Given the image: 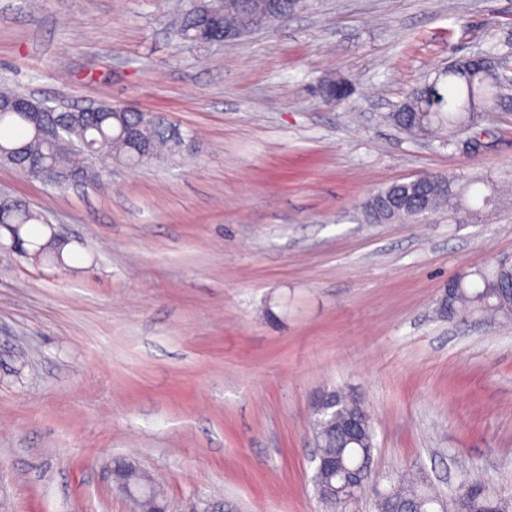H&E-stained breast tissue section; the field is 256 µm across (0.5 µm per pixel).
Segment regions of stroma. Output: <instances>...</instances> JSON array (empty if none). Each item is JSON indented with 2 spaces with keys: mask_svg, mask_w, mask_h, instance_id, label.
Instances as JSON below:
<instances>
[{
  "mask_svg": "<svg viewBox=\"0 0 512 512\" xmlns=\"http://www.w3.org/2000/svg\"><path fill=\"white\" fill-rule=\"evenodd\" d=\"M186 0H0V83L161 114L192 149L55 193L61 262L0 226V512H131L116 458L172 512H323L311 420L369 410L378 481L440 492L479 473L512 497V325L434 313L448 278L512 253V200L455 221L373 223L397 181L512 168V112L469 156L385 119L457 56L512 40V0H313L233 44H193ZM352 80L326 103L320 79Z\"/></svg>",
  "mask_w": 512,
  "mask_h": 512,
  "instance_id": "stroma-1",
  "label": "stroma"
}]
</instances>
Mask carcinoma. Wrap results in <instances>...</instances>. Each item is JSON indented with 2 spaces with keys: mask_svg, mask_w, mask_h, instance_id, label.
<instances>
[{
  "mask_svg": "<svg viewBox=\"0 0 512 512\" xmlns=\"http://www.w3.org/2000/svg\"><path fill=\"white\" fill-rule=\"evenodd\" d=\"M310 6V0H191L180 16L177 33L190 43H202L206 18L220 23L218 33L239 30L248 21L250 34L262 26L282 21ZM512 63V45L504 43L484 54L481 64L451 63L431 82L413 87L386 119L411 138L436 137L456 146L463 133L479 132L488 112L512 111V83L490 75L496 63ZM318 93L327 102L340 103L349 96V81L327 77ZM28 97L0 88V164L41 182L52 191L64 192L71 180H97V161L121 165L144 157L152 163L183 155L181 134L158 114L131 112L104 104L95 111L31 112ZM499 180L492 175L470 177L463 172L438 174L432 178L394 183L371 194L364 209L374 223L397 222L423 217L440 210L452 216L468 215L469 197L494 201ZM0 224L14 226L12 246L23 252L27 230L49 224L45 215L32 211L20 199L0 200ZM437 315L453 320L479 316L512 322V259L497 257L486 268L448 280V293L441 295ZM331 412L318 414L313 425L318 452L334 463L328 470L314 471L315 494L325 512H348L360 489L372 478L375 449L374 428L369 412L355 397L342 390L326 393ZM114 477L137 488L150 478L130 461L113 465ZM167 497L159 486L137 504L139 512H161ZM507 512L512 502L480 482L457 488L448 500L404 479H389V486L375 495L376 512Z\"/></svg>",
  "mask_w": 512,
  "mask_h": 512,
  "instance_id": "obj_1",
  "label": "carcinoma"
}]
</instances>
